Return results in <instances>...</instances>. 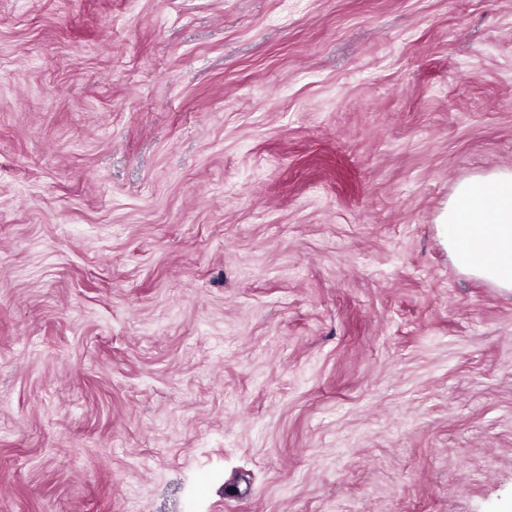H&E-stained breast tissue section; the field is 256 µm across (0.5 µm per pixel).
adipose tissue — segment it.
I'll use <instances>...</instances> for the list:
<instances>
[{
	"label": "adipose tissue",
	"instance_id": "ef3b65f1",
	"mask_svg": "<svg viewBox=\"0 0 512 512\" xmlns=\"http://www.w3.org/2000/svg\"><path fill=\"white\" fill-rule=\"evenodd\" d=\"M437 226L459 271L512 293V168L460 181Z\"/></svg>",
	"mask_w": 512,
	"mask_h": 512
}]
</instances>
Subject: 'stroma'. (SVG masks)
<instances>
[{
    "instance_id": "1",
    "label": "stroma",
    "mask_w": 512,
    "mask_h": 512,
    "mask_svg": "<svg viewBox=\"0 0 512 512\" xmlns=\"http://www.w3.org/2000/svg\"><path fill=\"white\" fill-rule=\"evenodd\" d=\"M512 0H0V512H512ZM436 224L459 271L512 293V168L460 181Z\"/></svg>"
}]
</instances>
